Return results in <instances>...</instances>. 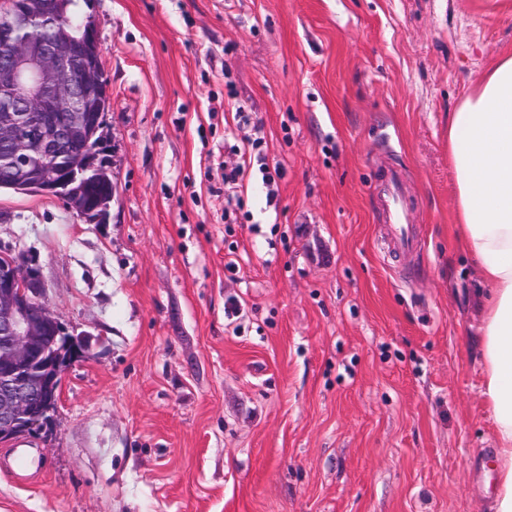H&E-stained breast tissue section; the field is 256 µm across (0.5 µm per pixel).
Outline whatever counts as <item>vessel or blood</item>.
Segmentation results:
<instances>
[{
    "mask_svg": "<svg viewBox=\"0 0 512 512\" xmlns=\"http://www.w3.org/2000/svg\"><path fill=\"white\" fill-rule=\"evenodd\" d=\"M377 204L384 216L383 240L387 251L402 256L414 254L419 240L410 224V207L400 168H387L377 191Z\"/></svg>",
    "mask_w": 512,
    "mask_h": 512,
    "instance_id": "1",
    "label": "vessel or blood"
}]
</instances>
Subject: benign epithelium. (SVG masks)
Returning <instances> with one entry per match:
<instances>
[{"label":"benign epithelium","instance_id":"1","mask_svg":"<svg viewBox=\"0 0 512 512\" xmlns=\"http://www.w3.org/2000/svg\"><path fill=\"white\" fill-rule=\"evenodd\" d=\"M61 0H8L0 9V188L57 194L90 223L109 207H91L72 184L94 176L80 145L84 117L108 95L91 17L63 21ZM44 284L10 249L0 250V444L43 438L82 338L40 301Z\"/></svg>","mask_w":512,"mask_h":512}]
</instances>
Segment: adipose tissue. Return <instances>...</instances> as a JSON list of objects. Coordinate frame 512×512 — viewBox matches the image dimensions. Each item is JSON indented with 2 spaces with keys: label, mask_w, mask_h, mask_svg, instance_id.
Returning <instances> with one entry per match:
<instances>
[{
  "label": "adipose tissue",
  "mask_w": 512,
  "mask_h": 512,
  "mask_svg": "<svg viewBox=\"0 0 512 512\" xmlns=\"http://www.w3.org/2000/svg\"><path fill=\"white\" fill-rule=\"evenodd\" d=\"M455 224L489 287L481 324L482 396L495 427V512H512V56L448 121Z\"/></svg>",
  "instance_id": "obj_1"
}]
</instances>
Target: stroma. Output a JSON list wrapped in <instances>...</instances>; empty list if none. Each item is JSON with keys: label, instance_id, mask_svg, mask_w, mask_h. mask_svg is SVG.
Returning a JSON list of instances; mask_svg holds the SVG:
<instances>
[{"label": "stroma", "instance_id": "stroma-1", "mask_svg": "<svg viewBox=\"0 0 512 512\" xmlns=\"http://www.w3.org/2000/svg\"><path fill=\"white\" fill-rule=\"evenodd\" d=\"M82 12L110 96L108 217L2 188L0 246L90 354L52 435L21 440L33 464L0 447V512H494L486 286L455 235L448 116L512 56V0ZM257 136L281 178L225 184ZM390 165L410 257L381 243Z\"/></svg>", "mask_w": 512, "mask_h": 512}]
</instances>
